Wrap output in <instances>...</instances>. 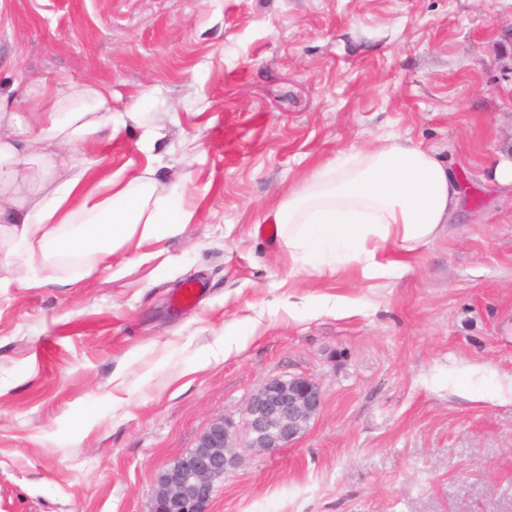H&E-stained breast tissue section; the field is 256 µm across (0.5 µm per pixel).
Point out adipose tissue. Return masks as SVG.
Returning <instances> with one entry per match:
<instances>
[{"label": "adipose tissue", "instance_id": "ef3b65f1", "mask_svg": "<svg viewBox=\"0 0 512 512\" xmlns=\"http://www.w3.org/2000/svg\"><path fill=\"white\" fill-rule=\"evenodd\" d=\"M110 99L90 82L49 107L33 103L25 120L0 93V244L25 255L26 284L40 285L52 258L103 261L192 219L179 204L155 201L148 177L115 176L77 158V146L115 134ZM461 197L457 178L431 152L386 141L317 162L265 220L310 273L389 279L442 234Z\"/></svg>", "mask_w": 512, "mask_h": 512}]
</instances>
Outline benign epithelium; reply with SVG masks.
Listing matches in <instances>:
<instances>
[{
    "mask_svg": "<svg viewBox=\"0 0 512 512\" xmlns=\"http://www.w3.org/2000/svg\"><path fill=\"white\" fill-rule=\"evenodd\" d=\"M322 405L321 388L312 378L267 381L247 399L243 434L232 421L216 418L191 452L166 464L152 488V512H209L217 484L240 463L239 449L264 455L291 446Z\"/></svg>",
    "mask_w": 512,
    "mask_h": 512,
    "instance_id": "obj_1",
    "label": "benign epithelium"
}]
</instances>
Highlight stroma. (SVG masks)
Wrapping results in <instances>:
<instances>
[{
	"instance_id": "35a3bbf8",
	"label": "stroma",
	"mask_w": 512,
	"mask_h": 512,
	"mask_svg": "<svg viewBox=\"0 0 512 512\" xmlns=\"http://www.w3.org/2000/svg\"><path fill=\"white\" fill-rule=\"evenodd\" d=\"M6 5L0 86H107L138 118L81 158L154 169L193 220L40 286L0 249V512H151L158 472L288 375L320 414L211 512H512V0ZM387 139L450 165L459 210L403 277L298 270L268 203Z\"/></svg>"
}]
</instances>
